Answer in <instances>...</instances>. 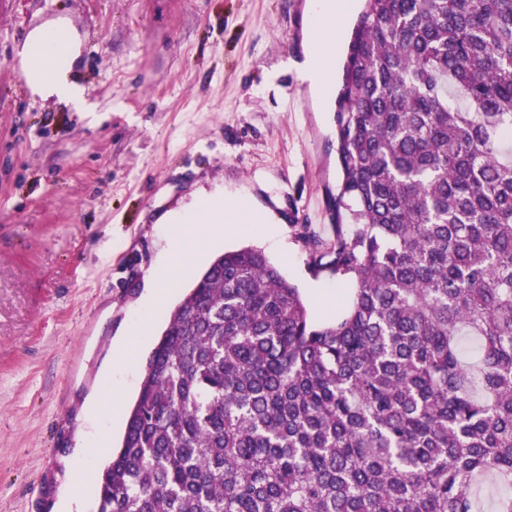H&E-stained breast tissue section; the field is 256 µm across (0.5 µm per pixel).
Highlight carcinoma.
<instances>
[{"label":"carcinoma","mask_w":512,"mask_h":512,"mask_svg":"<svg viewBox=\"0 0 512 512\" xmlns=\"http://www.w3.org/2000/svg\"><path fill=\"white\" fill-rule=\"evenodd\" d=\"M332 322L257 247L150 353L97 512H481L512 486V0H363L336 99Z\"/></svg>","instance_id":"1"}]
</instances>
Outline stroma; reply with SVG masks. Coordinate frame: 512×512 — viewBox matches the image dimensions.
I'll return each instance as SVG.
<instances>
[{"mask_svg": "<svg viewBox=\"0 0 512 512\" xmlns=\"http://www.w3.org/2000/svg\"><path fill=\"white\" fill-rule=\"evenodd\" d=\"M310 0H0V512H60L111 459L92 445L125 426L96 400H135L171 310L215 256L254 246L297 285L313 322L335 319L311 287L302 226L333 238L335 115L297 61ZM62 19L78 37L82 107L31 94L18 52ZM241 198L236 232L142 303L177 219ZM277 225L269 239L262 218ZM142 333L120 359L116 338Z\"/></svg>", "mask_w": 512, "mask_h": 512, "instance_id": "35a3bbf8", "label": "stroma"}]
</instances>
